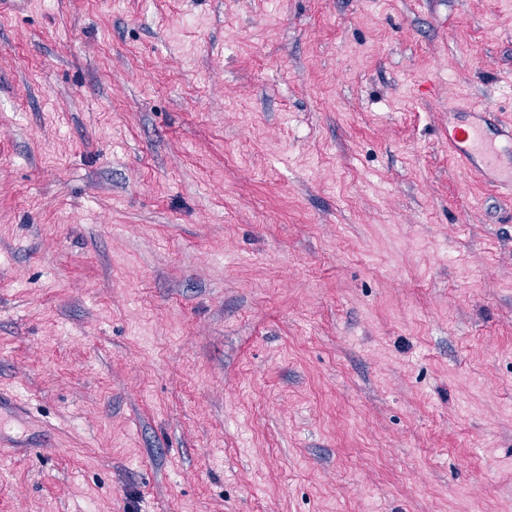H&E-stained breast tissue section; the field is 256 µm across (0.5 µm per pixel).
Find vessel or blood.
Listing matches in <instances>:
<instances>
[{
	"mask_svg": "<svg viewBox=\"0 0 512 512\" xmlns=\"http://www.w3.org/2000/svg\"><path fill=\"white\" fill-rule=\"evenodd\" d=\"M496 131V139L512 142V124L497 126ZM496 139L487 138L483 126L477 122L448 131L450 149L470 173L511 196L512 166H502Z\"/></svg>",
	"mask_w": 512,
	"mask_h": 512,
	"instance_id": "obj_1",
	"label": "vessel or blood"
}]
</instances>
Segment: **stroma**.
<instances>
[{"label":"stroma","instance_id":"obj_1","mask_svg":"<svg viewBox=\"0 0 512 512\" xmlns=\"http://www.w3.org/2000/svg\"><path fill=\"white\" fill-rule=\"evenodd\" d=\"M512 0L0 11V512H512ZM471 112L477 113L484 120L479 119V123H472L466 128L456 126L448 129V146L476 178L511 197L512 165L502 166L495 140L487 138L484 133L485 128L480 122L490 120L485 119L487 112Z\"/></svg>","mask_w":512,"mask_h":512}]
</instances>
